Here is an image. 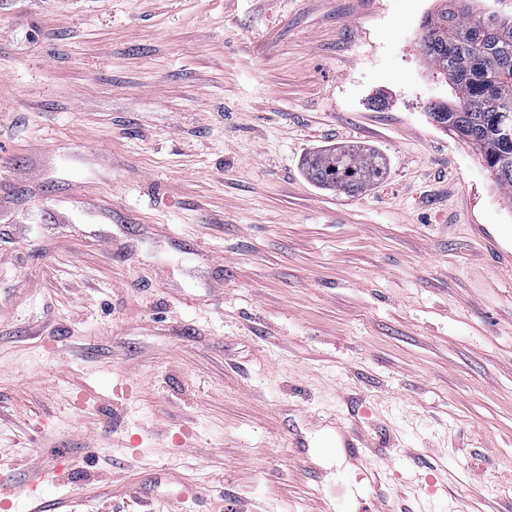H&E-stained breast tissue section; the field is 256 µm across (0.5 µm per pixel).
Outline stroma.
<instances>
[{"label": "stroma", "instance_id": "35a3bbf8", "mask_svg": "<svg viewBox=\"0 0 512 512\" xmlns=\"http://www.w3.org/2000/svg\"><path fill=\"white\" fill-rule=\"evenodd\" d=\"M445 4L0 0L4 512H512V203L428 116ZM333 147L383 178L312 183ZM309 178L324 186L354 195L383 178L384 158L350 148H336L310 155L305 161Z\"/></svg>", "mask_w": 512, "mask_h": 512}]
</instances>
